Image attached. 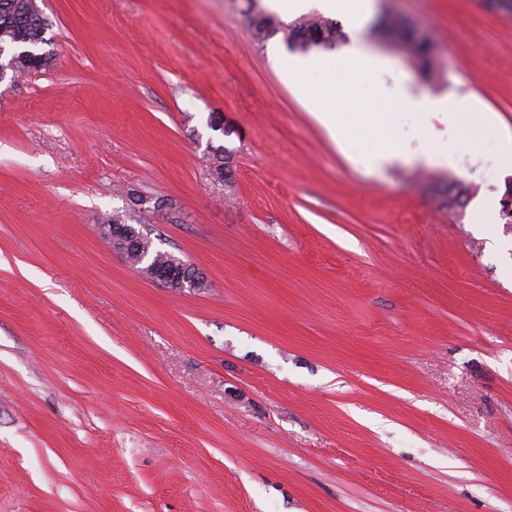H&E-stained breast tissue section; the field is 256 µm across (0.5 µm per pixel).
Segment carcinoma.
Here are the masks:
<instances>
[{
	"mask_svg": "<svg viewBox=\"0 0 512 512\" xmlns=\"http://www.w3.org/2000/svg\"><path fill=\"white\" fill-rule=\"evenodd\" d=\"M256 0H247L246 17L252 37L257 42H264L271 36L281 33L291 51L307 53L314 41L337 42L343 37L338 22L329 20L316 11L300 16L289 23L281 21L273 14L256 9ZM394 27L399 37H404L410 28L401 23L397 17L381 16L372 28L370 36L377 37L383 24ZM49 26L48 19L41 12L34 11L30 0H0V44H9L12 48L36 45L44 41V34ZM412 67L418 73L429 76L437 61L436 47L429 36H424L416 45H409L404 50ZM18 68L38 70L48 65L49 57L36 54L30 50L16 53ZM469 197V188L461 181L442 182L438 190L440 206L452 213L462 208Z\"/></svg>",
	"mask_w": 512,
	"mask_h": 512,
	"instance_id": "obj_1",
	"label": "carcinoma"
}]
</instances>
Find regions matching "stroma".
Masks as SVG:
<instances>
[{"label": "stroma", "mask_w": 512, "mask_h": 512, "mask_svg": "<svg viewBox=\"0 0 512 512\" xmlns=\"http://www.w3.org/2000/svg\"><path fill=\"white\" fill-rule=\"evenodd\" d=\"M49 65L0 81V512H512V15L374 0L440 72L356 35L403 157L341 146L245 0H36ZM232 179L214 173L216 147ZM473 194L450 217L435 194ZM134 215L205 288L100 237ZM392 48L406 54L412 67L415 68L418 73L430 76L433 72L437 61L436 47L433 40L428 35H424L422 41L416 47L408 45L406 50H402L401 43L396 40ZM463 100L448 102V115L463 129L458 147L463 150L480 149L495 134L493 120L482 112H469ZM172 266L178 267L181 271L179 276L175 279L171 275L157 273L156 271H154L152 276L150 275L146 278L174 292H185V290L194 291L197 285L196 276L199 273L194 265L181 260L179 265L173 263Z\"/></svg>", "instance_id": "obj_1"}]
</instances>
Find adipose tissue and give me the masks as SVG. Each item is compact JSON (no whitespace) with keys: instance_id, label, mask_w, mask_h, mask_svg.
<instances>
[{"instance_id":"ef3b65f1","label":"adipose tissue","mask_w":512,"mask_h":512,"mask_svg":"<svg viewBox=\"0 0 512 512\" xmlns=\"http://www.w3.org/2000/svg\"><path fill=\"white\" fill-rule=\"evenodd\" d=\"M362 59L361 50L354 46L334 56L313 57L302 67L288 63L284 69L290 73L295 91L312 104H319L339 92L352 99L355 111L321 112L317 118L341 143L361 128L377 132L376 160L384 163L397 154L396 143L386 135L391 115L377 108L369 92L371 76L363 70ZM448 114L463 129L458 143L460 149L481 148L495 133L492 118L470 111L465 101L449 102Z\"/></svg>"}]
</instances>
